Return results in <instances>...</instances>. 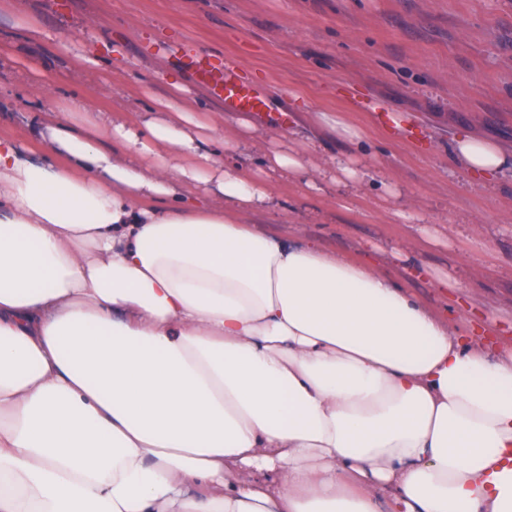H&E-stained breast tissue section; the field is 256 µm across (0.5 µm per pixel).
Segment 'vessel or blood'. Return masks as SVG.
Listing matches in <instances>:
<instances>
[{"label": "vessel or blood", "mask_w": 512, "mask_h": 512, "mask_svg": "<svg viewBox=\"0 0 512 512\" xmlns=\"http://www.w3.org/2000/svg\"><path fill=\"white\" fill-rule=\"evenodd\" d=\"M145 52L161 51L174 63L190 72L212 95L235 112H263L267 106L260 87L245 81L225 64L221 55L197 50L188 42L147 43Z\"/></svg>", "instance_id": "vessel-or-blood-1"}]
</instances>
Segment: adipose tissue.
<instances>
[{"mask_svg":"<svg viewBox=\"0 0 512 512\" xmlns=\"http://www.w3.org/2000/svg\"><path fill=\"white\" fill-rule=\"evenodd\" d=\"M185 91L131 121L31 82L0 133V512H512V347L255 232L273 181L365 174ZM451 156L512 171L487 137Z\"/></svg>","mask_w":512,"mask_h":512,"instance_id":"adipose-tissue-1","label":"adipose tissue"}]
</instances>
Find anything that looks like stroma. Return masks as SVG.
Masks as SVG:
<instances>
[{"label":"stroma","mask_w":512,"mask_h":512,"mask_svg":"<svg viewBox=\"0 0 512 512\" xmlns=\"http://www.w3.org/2000/svg\"><path fill=\"white\" fill-rule=\"evenodd\" d=\"M67 2L15 0L40 18L37 41L0 13L1 90L36 81L52 104L86 94L104 110L121 102L137 113L177 78L188 110L220 112L223 103L190 73L139 47L187 40L223 54L266 95L267 114L250 116L261 130L357 156L366 172L344 208L341 187L275 183L281 209L254 216V229L365 261L447 314L459 333L482 334L494 349L512 345V176L485 183L450 156L464 131L512 149V0ZM88 51L97 66L83 65ZM315 109L363 127V146L320 130Z\"/></svg>","instance_id":"obj_1"}]
</instances>
